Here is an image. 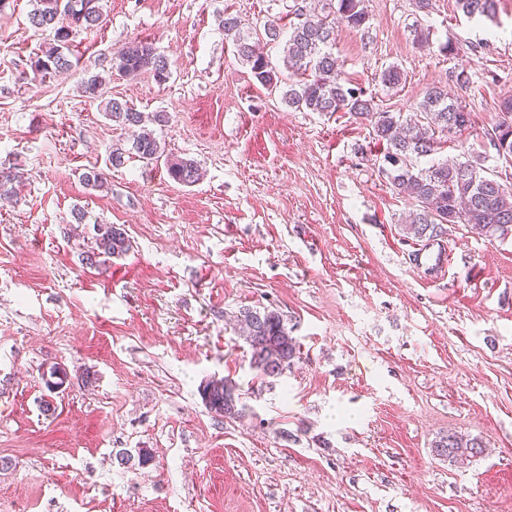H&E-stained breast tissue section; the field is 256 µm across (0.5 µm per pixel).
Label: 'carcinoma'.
Wrapping results in <instances>:
<instances>
[{
	"mask_svg": "<svg viewBox=\"0 0 512 512\" xmlns=\"http://www.w3.org/2000/svg\"><path fill=\"white\" fill-rule=\"evenodd\" d=\"M34 2L36 7L28 14L30 25L52 33V42L31 61L34 77L45 79L74 70L71 41L75 34L93 32L102 25V0ZM498 2L456 0L458 10L466 17L490 20L497 14ZM292 14L295 22L289 23L286 31L275 19L263 28L265 43L280 48V67L256 50L253 32L244 29L240 17L228 12L221 17L225 39L233 43L238 59L249 67L255 82L270 92H280L282 103L295 111L348 112L368 126L370 137L385 145L381 171L397 194H406L415 202V209L405 217L407 233L434 238L446 232L449 224H467L491 240L512 236V185L486 175L483 160L462 161L449 156L428 168L416 167L417 159L438 153L448 144L449 136L467 128L470 112L461 100L452 99L445 89L433 86L417 103L415 115L408 118L376 108L373 98L365 97L359 84L342 70L333 52L336 29L340 24L361 32L370 28L365 0H322L317 15L308 14L304 0H298ZM111 67L128 76L150 72L160 83L171 76L168 58L142 41L119 48L113 54ZM104 85L105 78L100 73H88L80 79L81 93L87 98L102 97ZM103 110L113 123L133 130L131 149L136 156L148 163L163 157L160 141L147 128L150 121H165L163 113L149 118L117 98L104 100ZM494 110L497 115L490 142L502 165L511 168L512 98L498 100ZM166 167L168 176L179 184L192 185L199 179V168L192 159L168 158ZM20 182L19 168L0 162V195H15ZM93 230L96 248L82 258L90 268L99 267L103 256L118 258L132 248L125 229L115 224H96ZM236 321L239 335L251 351V367L256 376L275 378L294 364L298 344L279 311L243 308ZM42 380L49 390H56L68 383V372L53 364L42 372ZM200 395L206 409L217 417L232 421L246 412L239 385L229 377L207 381ZM435 452L452 461L467 460L480 456L483 444L477 438L450 432L436 441ZM151 459V453L144 448L135 457L127 452L116 454L122 466L134 460L144 466Z\"/></svg>",
	"mask_w": 512,
	"mask_h": 512,
	"instance_id": "obj_1",
	"label": "carcinoma"
}]
</instances>
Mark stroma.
<instances>
[{"mask_svg": "<svg viewBox=\"0 0 512 512\" xmlns=\"http://www.w3.org/2000/svg\"><path fill=\"white\" fill-rule=\"evenodd\" d=\"M293 3L102 0L103 27L73 39L76 73L43 81L29 77L49 41L31 0L0 11V160L24 172L0 200V512H512V239L462 224L432 242L407 234L414 202L373 166L367 126L293 111L254 82L218 15L259 30ZM366 6L368 33L337 30L343 70L405 114L469 66L456 143L504 175L489 132L512 95V0L492 21L433 0L423 49L413 0ZM135 40L169 58L171 78L111 73L104 95L167 113L154 134L195 159L194 185L135 156L112 168L132 133L78 89ZM393 64L403 81L388 87ZM89 168L104 187L82 182ZM97 224L132 241L99 271L81 264ZM427 246L450 253L447 271L415 265ZM247 306L288 320L300 358L280 377L250 367L233 321ZM55 363L70 374L59 391L41 378ZM214 377L238 383L244 419L207 411ZM451 430L484 453L437 456ZM142 448L147 466L117 463Z\"/></svg>", "mask_w": 512, "mask_h": 512, "instance_id": "stroma-1", "label": "stroma"}]
</instances>
